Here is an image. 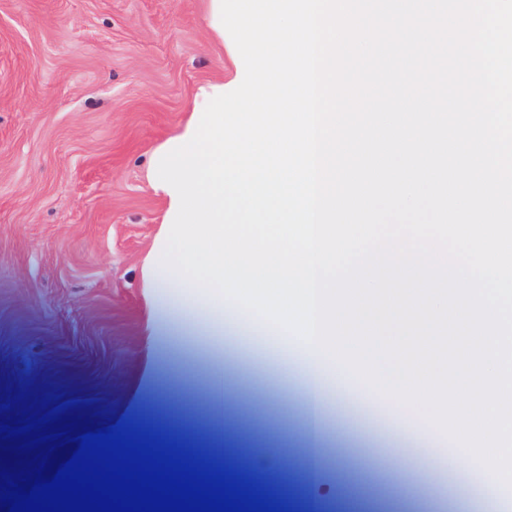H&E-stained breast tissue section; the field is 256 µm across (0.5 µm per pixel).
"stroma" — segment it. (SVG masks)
Instances as JSON below:
<instances>
[{
  "instance_id": "stroma-1",
  "label": "stroma",
  "mask_w": 512,
  "mask_h": 512,
  "mask_svg": "<svg viewBox=\"0 0 512 512\" xmlns=\"http://www.w3.org/2000/svg\"><path fill=\"white\" fill-rule=\"evenodd\" d=\"M206 0H0V425L61 408L47 433L76 437L137 418L151 400L154 430L192 411L211 428L267 444L270 463L309 469L298 406L220 367L213 385L238 413L211 406L196 369L166 339L143 343V258L163 210L147 184L152 150L188 112L196 88L232 61L205 25ZM223 358L225 343L273 375L302 355L238 308L201 309L175 333ZM336 413L378 445L400 449L420 480L374 468L349 451L351 433L326 427L321 502L343 512H435L423 485L453 512H499L502 494L437 442L345 389Z\"/></svg>"
}]
</instances>
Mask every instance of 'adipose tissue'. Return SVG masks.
<instances>
[{
    "mask_svg": "<svg viewBox=\"0 0 512 512\" xmlns=\"http://www.w3.org/2000/svg\"><path fill=\"white\" fill-rule=\"evenodd\" d=\"M144 274L150 288L147 296L148 314L145 320L146 337L151 340L154 339L160 322L195 310L198 292L181 284L170 272L161 271L156 265H146ZM301 376L309 394L306 415L313 421L317 420L318 410L331 389L342 387L353 390L357 387L355 379L341 378L339 368L321 356H304Z\"/></svg>",
    "mask_w": 512,
    "mask_h": 512,
    "instance_id": "obj_1",
    "label": "adipose tissue"
}]
</instances>
